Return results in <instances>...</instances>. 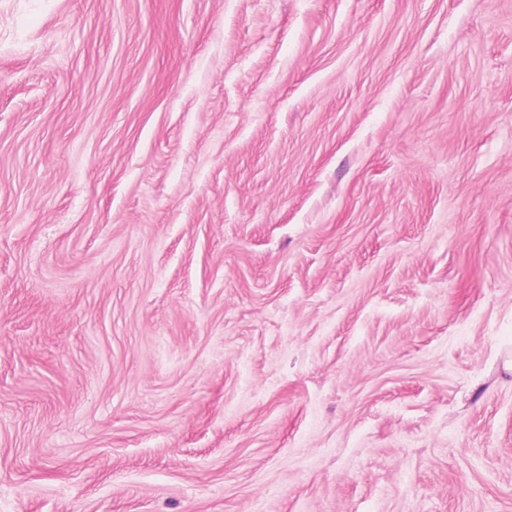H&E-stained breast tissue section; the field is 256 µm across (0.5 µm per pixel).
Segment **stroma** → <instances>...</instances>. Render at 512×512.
<instances>
[{
  "label": "stroma",
  "mask_w": 512,
  "mask_h": 512,
  "mask_svg": "<svg viewBox=\"0 0 512 512\" xmlns=\"http://www.w3.org/2000/svg\"><path fill=\"white\" fill-rule=\"evenodd\" d=\"M0 512H512V0H0Z\"/></svg>",
  "instance_id": "obj_1"
}]
</instances>
